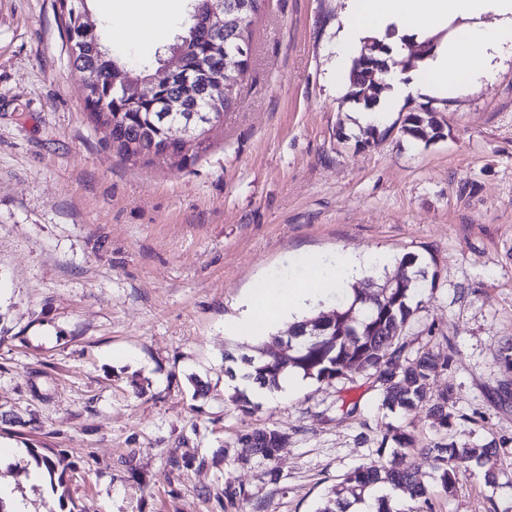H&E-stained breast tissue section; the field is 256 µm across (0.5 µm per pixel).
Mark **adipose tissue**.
Returning a JSON list of instances; mask_svg holds the SVG:
<instances>
[{
	"instance_id": "obj_1",
	"label": "adipose tissue",
	"mask_w": 512,
	"mask_h": 512,
	"mask_svg": "<svg viewBox=\"0 0 512 512\" xmlns=\"http://www.w3.org/2000/svg\"><path fill=\"white\" fill-rule=\"evenodd\" d=\"M113 21L124 40L149 50L168 38L166 20L143 33L137 13L124 8L114 14ZM428 40L434 43L432 52L410 68L396 69L375 109L354 113L357 126H381L414 91L452 98L468 83L489 77L498 59L512 54V0H346L336 43V82L348 86L352 61L366 43L384 44L398 62L409 45ZM396 262L387 252L356 254L340 249L302 281L265 278L263 285L247 292L243 315L232 328L275 329L349 283Z\"/></svg>"
}]
</instances>
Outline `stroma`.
Wrapping results in <instances>:
<instances>
[{
  "mask_svg": "<svg viewBox=\"0 0 512 512\" xmlns=\"http://www.w3.org/2000/svg\"><path fill=\"white\" fill-rule=\"evenodd\" d=\"M110 0L89 18L113 50ZM342 0H267L238 97L195 162L123 160L91 122L58 0H0V443L66 458L69 491L29 492L33 512H316L343 474L374 459L386 424L417 453L384 463L434 482L427 409H382L372 376L351 373L246 414L229 400L224 355L261 335L225 332L262 277L305 279L302 254L338 248L418 256L436 271L407 324L401 361L452 355L462 441H497L500 476L459 472L436 512H512V58L442 101L415 92L361 149L354 104L336 88ZM433 108L441 138L402 134ZM207 383L194 394V380ZM273 427L275 461L238 434Z\"/></svg>",
  "mask_w": 512,
  "mask_h": 512,
  "instance_id": "stroma-1",
  "label": "stroma"
}]
</instances>
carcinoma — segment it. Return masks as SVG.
<instances>
[{
  "mask_svg": "<svg viewBox=\"0 0 512 512\" xmlns=\"http://www.w3.org/2000/svg\"><path fill=\"white\" fill-rule=\"evenodd\" d=\"M205 0H191V11L184 32L163 46V52L156 57L157 63L167 60L174 51L183 49L186 65L191 74L200 81L207 74L223 64V59L210 52L208 40L194 30V14L204 10ZM235 22H224L220 34L224 45L231 52L245 47L252 39L253 24L265 6V0H233ZM88 8L87 0H69L68 21L64 22L67 35H78L83 30L79 22L82 13ZM389 50L378 44L355 58L351 71L349 100L363 106L367 111L375 108L379 95L372 93L377 87L385 88L388 75ZM75 69L82 73L89 68L99 72L98 85L89 89L84 97L85 107L91 121L102 129L104 137L140 135L144 137V149L130 147L122 143L116 147L118 154L127 159L160 156L168 148L164 144L167 126V113L163 99L175 92L169 89L153 100L144 101L134 107L127 106L121 84H113L116 73L130 72L133 76L145 79L150 75L149 65L131 67L122 58L112 54L109 45L96 39L95 46L83 45V50L72 54ZM236 98L235 90L224 91V97L208 104V111L218 115L231 108ZM406 134L419 140L433 139L442 135V125L435 113L421 109L406 115L403 124ZM173 148L183 153V158L194 162L208 148L207 139L195 140L190 146L182 143ZM416 259L405 256L399 261L401 271L408 285L390 286L388 281L381 283L367 279L353 288L352 298L346 307L356 310L358 320L350 321L349 314L343 313L335 323L318 325L314 316L288 326L292 335L305 333L313 336V343L298 357L288 358L284 367L271 358L253 357L245 360L247 372L244 378L260 387L270 390L280 387V380L293 371L318 381H338L345 378L343 368L355 366L358 371H368L375 377L381 397V406L391 412L408 411L419 403L428 405L430 426L439 436L433 443L436 451V482L441 491L450 495L456 487L459 469L463 464L474 462L487 464L496 454V449L488 443L482 446L461 442L454 438L457 421L467 415L455 410L454 389L448 386L436 394H429L431 380L439 373L451 370L453 358L435 355L431 350L419 351L406 364L398 362L404 348L400 336L413 314L412 303L416 294L425 287L427 278L422 270L414 269ZM239 442L251 448L254 456L271 461L282 447L285 435L278 429L255 428L237 436ZM393 443L397 449L413 446L412 435L406 430L387 425L377 454L384 455L387 444ZM29 453L37 467L44 468L49 475L66 472L67 466L61 459H53L35 448ZM383 483L402 492L417 502L414 512H435L431 495L417 478L416 472L403 469L360 465L345 473L334 486L317 512H347L349 506L363 499L374 486Z\"/></svg>",
  "mask_w": 512,
  "mask_h": 512,
  "instance_id": "carcinoma-1",
  "label": "carcinoma"
}]
</instances>
